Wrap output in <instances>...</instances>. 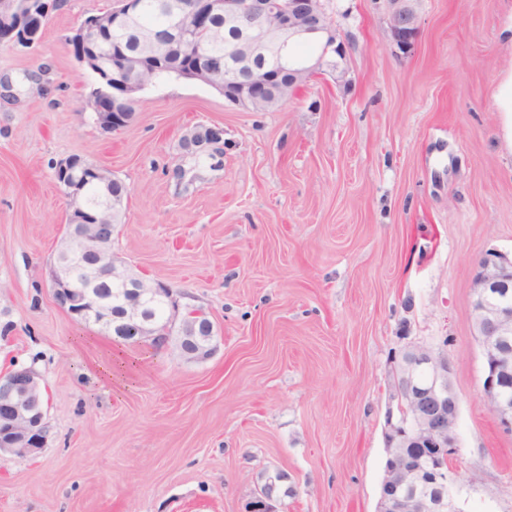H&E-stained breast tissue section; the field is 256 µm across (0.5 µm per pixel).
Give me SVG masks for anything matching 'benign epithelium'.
Segmentation results:
<instances>
[{
  "mask_svg": "<svg viewBox=\"0 0 512 512\" xmlns=\"http://www.w3.org/2000/svg\"><path fill=\"white\" fill-rule=\"evenodd\" d=\"M389 22L393 39L404 52L414 45L417 5L420 0H388ZM139 0H121V6L107 13L90 15L68 37L67 44L77 63L103 77V84L83 99L81 111L93 112L99 127L106 133L127 127L132 115L121 112L116 102L135 104L144 88L137 75L156 71L167 63L175 44L190 43L195 48L196 63L188 66L184 77L207 85L230 104L245 109L257 102L272 100L283 105L312 78L338 71V60L345 57L344 42L328 18L322 0H188L173 6L168 35L154 32L140 34L143 50L122 65L105 69L98 54H88L93 37L106 26L116 30L138 15ZM59 11V0H0V48L29 49L41 37L40 22ZM222 17L237 28L239 41L233 46L235 57L247 61L285 60L288 47L310 34H328L324 55L308 67L288 70L283 83L278 69L262 64L232 78L212 65L207 37L213 31L211 20ZM187 136L198 138L205 147L224 145V128L198 125ZM56 176L66 213H82L86 208V188L94 183L108 187L112 171L90 164L74 154L57 161ZM101 221L71 222L61 239L56 263L51 270V288L56 304L77 320L90 311L100 321L112 325V303L94 288H76L72 267L84 254L94 256L90 280L101 279L126 286L124 307L131 319L141 317L147 297L169 296L158 282L143 280L134 270L112 253L110 241L98 233ZM471 319L474 335L480 343L484 380L482 402L491 409L507 434H512V259L497 251L485 253L477 262L471 284ZM207 316L192 308L179 325L171 330L177 342L191 340L188 333L194 319ZM154 325L145 319L139 327L136 345L164 344ZM212 341L180 350L193 361L209 358ZM43 378L33 366H20L8 372V390L0 396V453L26 458L40 454L47 444V409L42 403ZM394 397L398 412L388 411L384 425L387 453L384 492L376 512H460L456 504V470L458 452V398L454 390L452 366L448 357L411 340L395 370Z\"/></svg>",
  "mask_w": 512,
  "mask_h": 512,
  "instance_id": "benign-epithelium-1",
  "label": "benign epithelium"
}]
</instances>
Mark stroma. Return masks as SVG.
Wrapping results in <instances>:
<instances>
[{
	"mask_svg": "<svg viewBox=\"0 0 512 512\" xmlns=\"http://www.w3.org/2000/svg\"><path fill=\"white\" fill-rule=\"evenodd\" d=\"M118 0H67L25 50H0V374L35 366L48 444L0 456V512H376L392 370L405 338L447 354L462 512H512V436L483 405L471 282L512 254V148L494 95L512 70V0H420L395 52L388 0H324L348 49L267 112L167 77L100 130L94 75L67 39ZM224 129L223 153L180 149ZM78 154L130 193L112 251L213 321L214 354L118 341L49 288L66 223L53 164ZM123 363L122 379L103 374ZM185 137H197L205 147L224 148V129L218 125H198L189 130ZM222 146V147H221Z\"/></svg>",
	"mask_w": 512,
	"mask_h": 512,
	"instance_id": "35a3bbf8",
	"label": "stroma"
}]
</instances>
